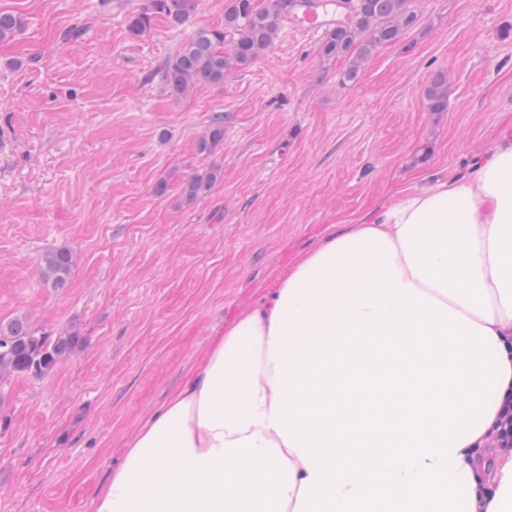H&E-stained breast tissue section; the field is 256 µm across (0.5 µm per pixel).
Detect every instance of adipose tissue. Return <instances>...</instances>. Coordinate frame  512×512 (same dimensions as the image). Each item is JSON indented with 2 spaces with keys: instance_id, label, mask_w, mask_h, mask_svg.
Masks as SVG:
<instances>
[{
  "instance_id": "ef3b65f1",
  "label": "adipose tissue",
  "mask_w": 512,
  "mask_h": 512,
  "mask_svg": "<svg viewBox=\"0 0 512 512\" xmlns=\"http://www.w3.org/2000/svg\"><path fill=\"white\" fill-rule=\"evenodd\" d=\"M93 512H512V135L263 285Z\"/></svg>"
}]
</instances>
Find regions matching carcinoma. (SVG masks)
<instances>
[{
    "mask_svg": "<svg viewBox=\"0 0 512 512\" xmlns=\"http://www.w3.org/2000/svg\"><path fill=\"white\" fill-rule=\"evenodd\" d=\"M196 0H150V6L132 14L128 28L134 34L150 29L155 15L165 16L176 26L195 8ZM336 18L328 21L321 45V55L327 59L348 57L349 68L343 79L355 82L362 66L374 52L385 45L398 42L418 20L412 0H341L325 3L315 11ZM300 5L294 0H227L224 26L196 31L161 69L163 82L177 94H183L197 84L224 82L226 74L261 58L272 45L278 25L283 18H292ZM23 28L21 18L0 12V40L12 37ZM427 107L431 112H443L448 102V73L440 71L425 90ZM224 141V118L214 117L206 135L198 144L202 153L212 152ZM223 178L216 166L192 177L184 184L183 193L193 199L203 187ZM74 260L67 248L45 253L40 276L43 284L56 290L67 287ZM72 336H52L32 329L26 321L14 318L0 320V383L19 376L44 377L73 352Z\"/></svg>",
    "mask_w": 512,
    "mask_h": 512,
    "instance_id": "obj_1",
    "label": "carcinoma"
}]
</instances>
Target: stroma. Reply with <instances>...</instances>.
Instances as JSON below:
<instances>
[{"label": "stroma", "mask_w": 512, "mask_h": 512, "mask_svg": "<svg viewBox=\"0 0 512 512\" xmlns=\"http://www.w3.org/2000/svg\"><path fill=\"white\" fill-rule=\"evenodd\" d=\"M148 3L0 0L24 21L0 41V320L77 341L52 374L1 389L0 512H93L123 448L258 284L331 225L465 172L512 133V0H416V26L353 83L348 58L322 57L323 30L285 18L260 59L182 95L159 70L223 26L226 0L130 33ZM440 71L448 108L432 112ZM217 115L224 143L200 152ZM211 166L222 180L187 200ZM63 246L74 266L57 291L40 264ZM427 107L432 112H443L448 102V74L440 71L433 77L425 90ZM222 178L223 174L221 168L212 166L209 170H206L204 174H198L188 180L184 184L183 193L187 199H193L197 196L202 187H210Z\"/></svg>", "instance_id": "1"}]
</instances>
